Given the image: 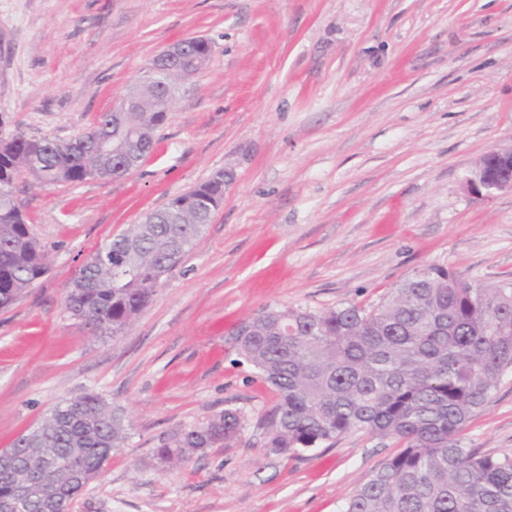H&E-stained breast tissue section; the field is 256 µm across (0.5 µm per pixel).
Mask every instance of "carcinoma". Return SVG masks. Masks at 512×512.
I'll use <instances>...</instances> for the list:
<instances>
[{
  "label": "carcinoma",
  "instance_id": "1",
  "mask_svg": "<svg viewBox=\"0 0 512 512\" xmlns=\"http://www.w3.org/2000/svg\"><path fill=\"white\" fill-rule=\"evenodd\" d=\"M161 82L141 75L133 112L101 113L91 133L65 143L0 130V308L47 272L15 193L26 172L39 182L77 184L112 177L117 159L136 168L170 113L157 108ZM105 143L94 149L89 135ZM224 203V173L169 199L94 252L69 283L66 309L100 337L122 336L172 269V252L195 246ZM457 274L430 266L404 279L377 306L326 311L266 307L225 335L276 395L265 411V448L284 458L366 429L399 443L342 512H512V458L468 448L461 433L512 372V282L443 288ZM243 416L226 409L181 430L158 449L184 463L215 445L229 448ZM125 438L123 419L98 394L63 400L37 427L0 451V512H16L13 470L51 471L72 491L95 478Z\"/></svg>",
  "mask_w": 512,
  "mask_h": 512
}]
</instances>
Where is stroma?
<instances>
[{
  "label": "stroma",
  "mask_w": 512,
  "mask_h": 512,
  "mask_svg": "<svg viewBox=\"0 0 512 512\" xmlns=\"http://www.w3.org/2000/svg\"><path fill=\"white\" fill-rule=\"evenodd\" d=\"M189 36L211 59L137 168L16 181L48 270L0 309V449L92 391L127 438L69 512H340L395 441L270 454L276 396L224 336L268 306H376L430 265L512 279V192L466 186L512 145V0H0V128L73 138ZM224 170L223 205L125 336L67 312L94 251ZM228 408L245 418L232 447L161 462L174 432ZM463 437L512 457V372Z\"/></svg>",
  "instance_id": "1"
}]
</instances>
